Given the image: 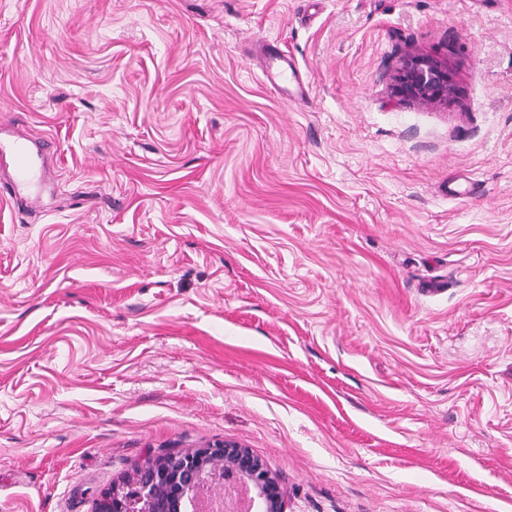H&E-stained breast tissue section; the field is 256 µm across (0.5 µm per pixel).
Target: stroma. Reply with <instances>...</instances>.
I'll list each match as a JSON object with an SVG mask.
<instances>
[{"label":"stroma","instance_id":"35a3bbf8","mask_svg":"<svg viewBox=\"0 0 512 512\" xmlns=\"http://www.w3.org/2000/svg\"><path fill=\"white\" fill-rule=\"evenodd\" d=\"M18 141L0 512L224 440L285 512H512V0H0ZM259 63L266 72L274 77H280L282 80H288L289 71L294 74V69L288 61L287 55H278L266 51L260 58ZM393 96L421 105L447 103L455 93L453 73L446 61L429 54L404 57L392 84Z\"/></svg>","mask_w":512,"mask_h":512}]
</instances>
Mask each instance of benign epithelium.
Listing matches in <instances>:
<instances>
[{
	"mask_svg": "<svg viewBox=\"0 0 512 512\" xmlns=\"http://www.w3.org/2000/svg\"><path fill=\"white\" fill-rule=\"evenodd\" d=\"M392 93L404 102L446 103L455 93L453 73L437 57L408 55L396 70ZM232 483L252 493L253 512H284L279 477L251 449L231 440L153 459L138 468L135 493H127L126 483L103 490L94 512H196L201 488L220 497Z\"/></svg>",
	"mask_w": 512,
	"mask_h": 512,
	"instance_id": "obj_1",
	"label": "benign epithelium"
}]
</instances>
